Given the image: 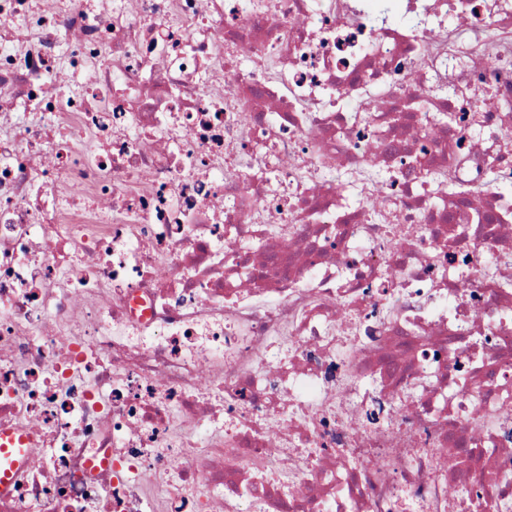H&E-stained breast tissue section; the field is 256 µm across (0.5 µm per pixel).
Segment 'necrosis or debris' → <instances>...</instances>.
<instances>
[{"label":"necrosis or debris","instance_id":"4bbe7bcc","mask_svg":"<svg viewBox=\"0 0 512 512\" xmlns=\"http://www.w3.org/2000/svg\"><path fill=\"white\" fill-rule=\"evenodd\" d=\"M512 0H0V512H512Z\"/></svg>","mask_w":512,"mask_h":512}]
</instances>
